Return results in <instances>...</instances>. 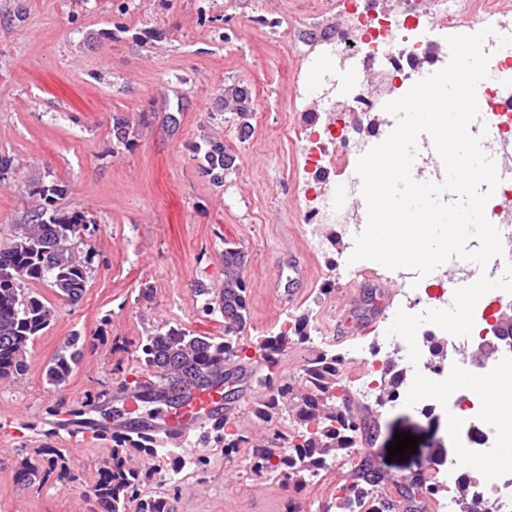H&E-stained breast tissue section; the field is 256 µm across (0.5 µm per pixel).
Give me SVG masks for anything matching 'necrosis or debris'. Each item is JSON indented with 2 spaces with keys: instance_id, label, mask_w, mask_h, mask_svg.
<instances>
[{
  "instance_id": "necrosis-or-debris-1",
  "label": "necrosis or debris",
  "mask_w": 512,
  "mask_h": 512,
  "mask_svg": "<svg viewBox=\"0 0 512 512\" xmlns=\"http://www.w3.org/2000/svg\"><path fill=\"white\" fill-rule=\"evenodd\" d=\"M323 10L343 11L347 19L336 34L326 37L332 58L347 61L359 59L371 81L349 89L341 97H328V110L333 117L328 123L310 119L303 127H290V141L304 157L305 190L296 199L302 221L309 227L336 224L349 230L357 216L353 199H337L335 175L337 150L352 151L360 143L349 135L351 114L377 111L380 104L395 99L416 82L436 71L432 42L427 35L431 25H439L447 35H469L492 26L490 15L476 10L471 0H398L395 12L377 11L373 0H323ZM492 76L482 83L479 102L494 134L484 144L486 152L506 150L512 144V55L498 60L491 68ZM487 218L497 224L504 253L494 258V271L489 278L492 300L512 296V223L504 221L498 207L488 210ZM446 274L436 275L425 289H411L414 301L409 309L420 317L422 326L416 338L384 331L371 343L360 348L367 368L359 375L346 376L342 392L354 393L377 407L398 405L411 390L408 385L381 394L384 372L388 363L404 365L414 375L432 379L435 388L445 389L459 383L461 370L474 373L494 371L512 374V349L490 351L488 337L494 324L487 308L461 306L459 289L472 276L471 262L452 258ZM464 313L465 331L449 336L441 354L429 351L427 338L445 313ZM421 412H445L463 416L465 422L457 428L473 459L492 457L499 448L512 440V433L491 417L482 402L468 391L453 396H436L421 404ZM439 484L444 490L438 502V512H456L455 488L461 478H468L470 494L476 501L493 500L497 512H512V479L504 483H487L477 476H464L454 456H444L438 462Z\"/></svg>"
}]
</instances>
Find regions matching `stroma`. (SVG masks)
Wrapping results in <instances>:
<instances>
[{
  "label": "stroma",
  "instance_id": "obj_1",
  "mask_svg": "<svg viewBox=\"0 0 512 512\" xmlns=\"http://www.w3.org/2000/svg\"><path fill=\"white\" fill-rule=\"evenodd\" d=\"M204 1L206 23L198 17ZM129 6L117 28L112 0H0V154L16 168L0 182V243L32 207L33 182L67 185L57 207L86 211L98 223L86 239L93 258L81 301L68 303L40 287L55 322L30 346L23 379L0 380V512H95L91 485L112 442L57 433L50 421L84 406L87 396L106 397L133 380L140 368L136 346L157 331L178 325L223 335V318L203 313L196 288L223 286L225 242L246 254L251 318L239 339L244 355L255 356L258 341L276 333L283 319L309 318L312 339L288 347L281 374H297L324 350L342 355L371 341L405 311V273L352 261L351 237L333 224L322 228L325 248L314 250L296 208L272 201L286 177L302 176V157L283 138L281 121H301L321 100L313 93L296 101L288 89L310 33L336 25L320 0H129ZM293 12L309 26L286 38L281 19ZM219 28L224 38L215 34ZM239 82L251 89L252 111L261 117L245 141L236 115L218 99L222 87ZM116 114L131 121V148L112 140ZM208 136L238 157L220 188L194 155ZM292 255L309 262L311 279L291 280ZM280 282L295 293L292 305L277 301ZM370 307L380 313L372 331L337 334L338 318L356 320ZM74 331L85 338L84 358L64 386L51 387L44 367ZM253 404L250 397L237 404L232 427L249 444L235 453L202 445L196 431L170 441L175 452L210 459L205 477L181 474L175 512H337L336 483L351 482L355 470L346 459L300 489L247 473L253 447L266 437ZM347 405L373 426L358 454L388 474L387 493H395L402 475L432 479L438 454L465 446L449 433L447 416L406 404L379 409L353 395ZM398 432L412 433L418 447L392 461L387 446ZM47 446L62 449L74 481L52 474L33 487L17 485L20 460Z\"/></svg>",
  "mask_w": 512,
  "mask_h": 512
}]
</instances>
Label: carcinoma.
Here are the masks:
<instances>
[{"mask_svg": "<svg viewBox=\"0 0 512 512\" xmlns=\"http://www.w3.org/2000/svg\"><path fill=\"white\" fill-rule=\"evenodd\" d=\"M232 107L238 117V134L243 141L251 134L248 122L252 112V96L248 86L234 84L224 88V107ZM130 120L123 115L112 117V135L117 144L132 146L129 139ZM202 172L220 186L224 174L236 167L237 155L224 148L213 137L204 138V145L195 148ZM67 189L57 183L29 184L28 195L37 201L36 207L13 225L9 241L0 244V379H16L29 370L27 353L36 337L42 335L54 320V309L33 284L52 288L68 302H79L87 287L91 271L92 250H82L83 235L97 221L83 211L64 213L55 207ZM244 252L232 242L224 243V285L213 292L206 287L197 289L206 296L202 311L206 315L220 313L224 318V336H205L182 327L171 326L143 339L136 348L143 374L132 384L142 390L141 397L167 396L192 385L202 384L223 365L242 363L239 335L250 320L247 284L243 269ZM308 318L295 322L294 335L279 332L265 337L256 355L261 369L254 377L255 385L268 392L253 409L255 418L269 424L289 408L296 419L293 429L273 431L270 447L255 448L250 466L256 476L276 475L294 486L302 487L310 467L318 458L334 461L355 451L356 439L370 432L367 422L347 409L336 405L331 390L343 379L342 359L321 353L304 364L298 375L279 374L280 356L295 341H308L305 328ZM84 342L73 333L56 350L44 368L47 384L61 386L71 377L84 356ZM201 440L224 449L228 456L248 443V438L225 430L217 424L204 432ZM166 441L157 436L138 434L112 435L109 460L98 471L93 492L103 512H127L135 504V512H173L179 483L171 478L172 492L163 495H142L143 484L156 463L174 461V472L185 467L202 471L208 460L201 456L175 454L165 447ZM293 449L284 471L275 469L272 459L280 449ZM73 481L67 459L56 448H44L35 458L21 460L15 470V482L29 486L54 471ZM381 477L368 460L358 467L351 482L353 497L338 505L339 512H398L401 500L419 492L434 496L435 483H416L412 488L396 486V496L378 490Z\"/></svg>", "mask_w": 512, "mask_h": 512, "instance_id": "obj_1", "label": "carcinoma"}]
</instances>
